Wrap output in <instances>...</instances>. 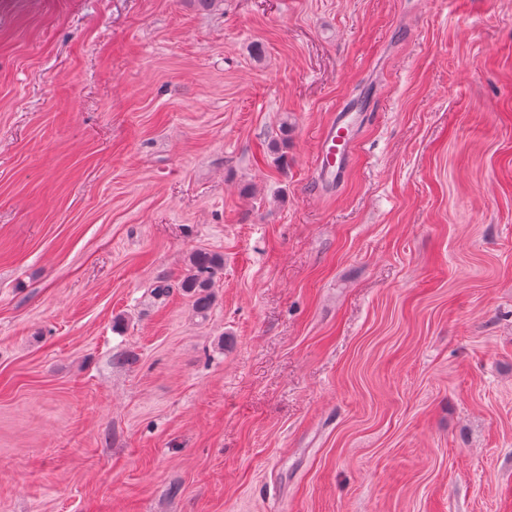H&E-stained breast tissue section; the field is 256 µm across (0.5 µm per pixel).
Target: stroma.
<instances>
[{
  "mask_svg": "<svg viewBox=\"0 0 512 512\" xmlns=\"http://www.w3.org/2000/svg\"><path fill=\"white\" fill-rule=\"evenodd\" d=\"M0 512H512V0H0ZM359 148L360 139L353 116L345 108L336 110V117L328 123L320 138L317 179L321 182L343 181L350 160ZM223 267L224 258L216 253L200 250L191 256L180 288L190 298L197 316L206 317L212 308L215 300L214 278Z\"/></svg>",
  "mask_w": 512,
  "mask_h": 512,
  "instance_id": "35a3bbf8",
  "label": "stroma"
}]
</instances>
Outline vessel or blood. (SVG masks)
Instances as JSON below:
<instances>
[{"instance_id": "1", "label": "vessel or blood", "mask_w": 512, "mask_h": 512, "mask_svg": "<svg viewBox=\"0 0 512 512\" xmlns=\"http://www.w3.org/2000/svg\"><path fill=\"white\" fill-rule=\"evenodd\" d=\"M360 147L353 116L346 109H338L322 132L319 147L318 180L343 181L351 158Z\"/></svg>"}]
</instances>
